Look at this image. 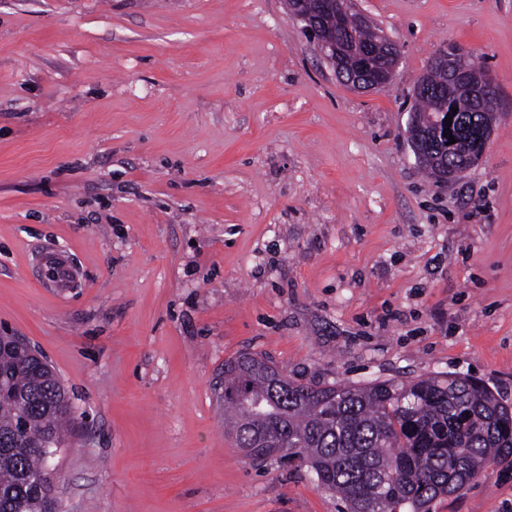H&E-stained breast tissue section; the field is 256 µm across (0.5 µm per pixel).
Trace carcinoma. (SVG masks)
Here are the masks:
<instances>
[{
	"mask_svg": "<svg viewBox=\"0 0 512 512\" xmlns=\"http://www.w3.org/2000/svg\"><path fill=\"white\" fill-rule=\"evenodd\" d=\"M324 40L344 48L345 68L375 69L381 29L371 20L349 30L321 17ZM439 93L416 97L410 138L446 109L456 143L429 139L419 162L438 178L443 161L476 155L477 128L495 116L478 111L469 84L448 85L430 72ZM224 423L235 447L252 459L299 458L346 512H430L459 496L492 466L512 464V405L482 382L459 375L367 384H301L268 358L241 353L224 361ZM76 422L63 383L25 347L0 341V512H50L54 484L48 445L64 446Z\"/></svg>",
	"mask_w": 512,
	"mask_h": 512,
	"instance_id": "obj_1",
	"label": "carcinoma"
}]
</instances>
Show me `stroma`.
Wrapping results in <instances>:
<instances>
[{
	"instance_id": "obj_1",
	"label": "stroma",
	"mask_w": 512,
	"mask_h": 512,
	"mask_svg": "<svg viewBox=\"0 0 512 512\" xmlns=\"http://www.w3.org/2000/svg\"><path fill=\"white\" fill-rule=\"evenodd\" d=\"M401 48L341 84L284 0H0V329L78 425L59 512H339L224 431L226 358L319 386L466 374L512 400V0H357ZM474 52L503 110L432 182L417 79ZM431 512H512V467Z\"/></svg>"
}]
</instances>
